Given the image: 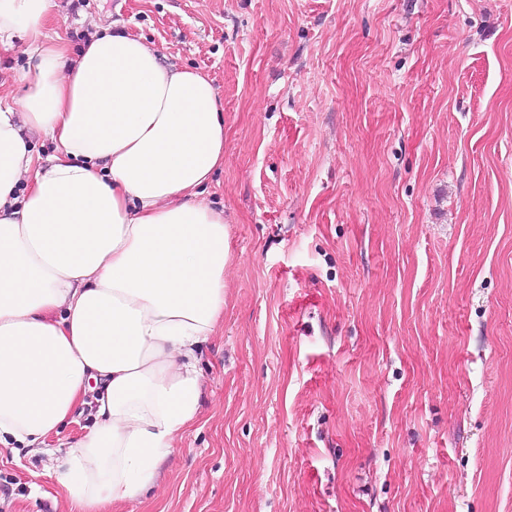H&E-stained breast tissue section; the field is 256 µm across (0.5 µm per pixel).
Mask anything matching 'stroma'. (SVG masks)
Instances as JSON below:
<instances>
[{
	"mask_svg": "<svg viewBox=\"0 0 512 512\" xmlns=\"http://www.w3.org/2000/svg\"><path fill=\"white\" fill-rule=\"evenodd\" d=\"M213 80L224 321L120 512H512V0H54ZM0 446V512H73Z\"/></svg>",
	"mask_w": 512,
	"mask_h": 512,
	"instance_id": "35a3bbf8",
	"label": "stroma"
}]
</instances>
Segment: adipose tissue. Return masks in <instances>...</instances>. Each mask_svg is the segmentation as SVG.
I'll use <instances>...</instances> for the list:
<instances>
[{"mask_svg": "<svg viewBox=\"0 0 512 512\" xmlns=\"http://www.w3.org/2000/svg\"><path fill=\"white\" fill-rule=\"evenodd\" d=\"M52 7L0 0V45L35 59L0 101V446L44 445L91 404L59 482L77 512H108L158 488L199 414L229 262L224 213L201 197L224 106L143 38L96 33L69 54Z\"/></svg>", "mask_w": 512, "mask_h": 512, "instance_id": "obj_1", "label": "adipose tissue"}]
</instances>
